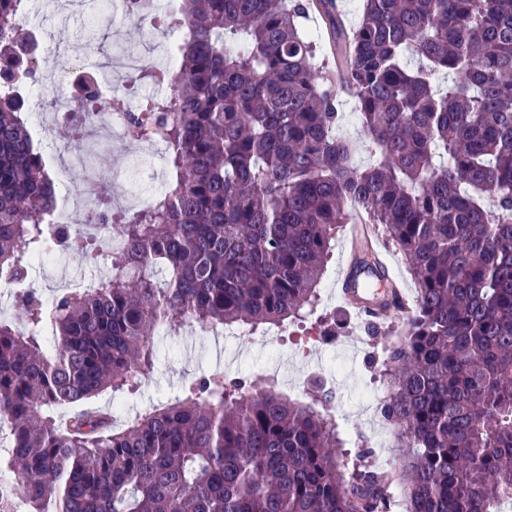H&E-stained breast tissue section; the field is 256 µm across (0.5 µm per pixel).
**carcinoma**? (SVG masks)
<instances>
[{
	"mask_svg": "<svg viewBox=\"0 0 512 512\" xmlns=\"http://www.w3.org/2000/svg\"><path fill=\"white\" fill-rule=\"evenodd\" d=\"M352 33L334 0H180L171 86L128 113L165 139L174 182L134 212L90 217L122 260L50 224L59 182L10 92L0 97V512H502L512 499V0H360ZM24 0H0L4 81L35 76ZM330 29L318 66L304 20ZM363 140L338 134L336 76ZM97 107L92 79L78 97ZM370 152L357 163L361 147ZM381 228L416 284L385 348L382 418L399 463L344 469L336 424L249 377L208 372L120 426L56 410L134 393L160 325L285 326L317 306L336 232ZM55 247L107 272L47 303L23 288ZM53 344L42 343L45 327Z\"/></svg>",
	"mask_w": 512,
	"mask_h": 512,
	"instance_id": "cac0c4a2",
	"label": "carcinoma"
}]
</instances>
